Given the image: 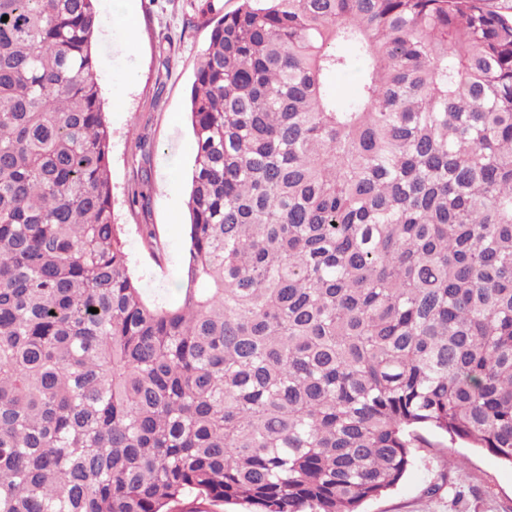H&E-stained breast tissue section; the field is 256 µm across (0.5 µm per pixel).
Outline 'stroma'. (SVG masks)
Wrapping results in <instances>:
<instances>
[{
	"instance_id": "obj_1",
	"label": "stroma",
	"mask_w": 512,
	"mask_h": 512,
	"mask_svg": "<svg viewBox=\"0 0 512 512\" xmlns=\"http://www.w3.org/2000/svg\"><path fill=\"white\" fill-rule=\"evenodd\" d=\"M199 0H97L102 24L93 51L112 128L114 213L124 231L131 268L149 300L178 301L187 248L186 202L192 152L188 107L195 72L211 26ZM138 24L128 33L124 17ZM146 140L151 184L147 209L130 206L139 179L137 140ZM154 225L161 249L153 255L138 227ZM364 512H512V466L486 451L436 438L416 451L414 465Z\"/></svg>"
}]
</instances>
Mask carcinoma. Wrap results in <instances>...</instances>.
Instances as JSON below:
<instances>
[{
    "mask_svg": "<svg viewBox=\"0 0 512 512\" xmlns=\"http://www.w3.org/2000/svg\"><path fill=\"white\" fill-rule=\"evenodd\" d=\"M210 22L168 305L114 222L95 0H0V512H362L426 432L512 465L508 8Z\"/></svg>",
    "mask_w": 512,
    "mask_h": 512,
    "instance_id": "carcinoma-1",
    "label": "carcinoma"
}]
</instances>
